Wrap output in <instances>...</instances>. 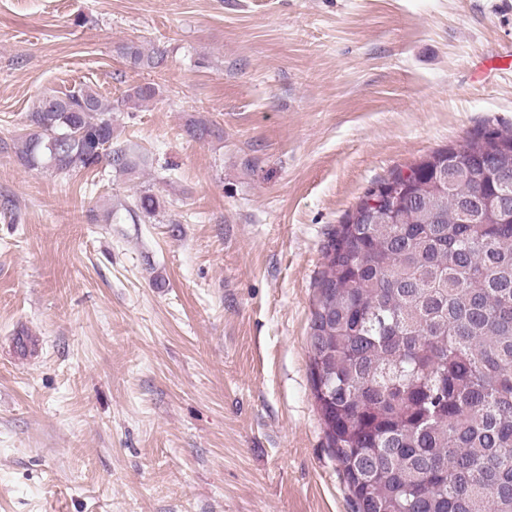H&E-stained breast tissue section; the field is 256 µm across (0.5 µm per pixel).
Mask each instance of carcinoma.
<instances>
[{
    "instance_id": "carcinoma-1",
    "label": "carcinoma",
    "mask_w": 512,
    "mask_h": 512,
    "mask_svg": "<svg viewBox=\"0 0 512 512\" xmlns=\"http://www.w3.org/2000/svg\"><path fill=\"white\" fill-rule=\"evenodd\" d=\"M120 52L167 61L159 45ZM155 96L147 83L125 102ZM185 133L219 130L192 119ZM0 150L68 176L147 159L89 87L43 94ZM408 170L393 207L359 199L323 246L309 338L328 447L353 512H512V127H478ZM160 208L149 189L125 205L135 222Z\"/></svg>"
}]
</instances>
